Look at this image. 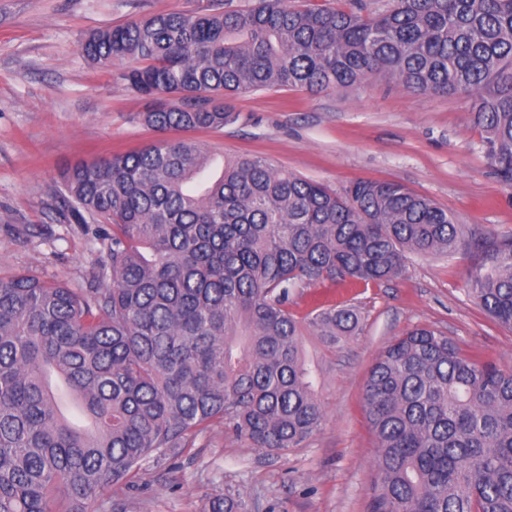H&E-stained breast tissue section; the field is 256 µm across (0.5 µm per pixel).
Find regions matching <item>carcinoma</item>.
Segmentation results:
<instances>
[{"label": "carcinoma", "instance_id": "cac0c4a2", "mask_svg": "<svg viewBox=\"0 0 512 512\" xmlns=\"http://www.w3.org/2000/svg\"><path fill=\"white\" fill-rule=\"evenodd\" d=\"M80 52L153 99L137 119L163 134L224 129L240 93L339 91L374 74L463 94L487 164L512 185V0H388L367 14L208 0L98 29ZM48 210L97 225L108 261L79 288L0 278V512H89L105 488L215 429L266 451L302 447L325 418L303 336L334 350L360 317L319 307L302 321L290 294L392 281L407 255L451 257L462 237L452 214L400 183L337 191L260 156L214 175L201 145L168 138L76 163ZM468 285L512 328V239ZM364 401L372 512H512L511 368L417 327L378 355ZM206 512H248V501L230 487Z\"/></svg>", "mask_w": 512, "mask_h": 512}]
</instances>
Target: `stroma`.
Here are the masks:
<instances>
[{
    "label": "stroma",
    "instance_id": "1",
    "mask_svg": "<svg viewBox=\"0 0 512 512\" xmlns=\"http://www.w3.org/2000/svg\"><path fill=\"white\" fill-rule=\"evenodd\" d=\"M207 0H0V276L33 272L79 286L106 253L92 231L50 221L53 189L79 161L157 139L136 121L146 101L79 51L90 32L155 14L193 13ZM239 119L191 138L213 156L266 157L276 167L339 190L355 180L394 181L465 226L453 257L412 254L398 279L298 289L291 312L352 305L357 335L326 350L314 335L305 356L321 373L325 420L303 447L259 450L232 432L199 435L187 454L151 462L133 487L104 490L91 512H203L225 485L250 512H372L375 438L364 411L370 368L383 347L415 327L444 332L462 349L512 368V328L489 319L465 289L486 251L512 237V187L487 166L481 133L460 94L414 95L374 75L358 87L249 92Z\"/></svg>",
    "mask_w": 512,
    "mask_h": 512
}]
</instances>
